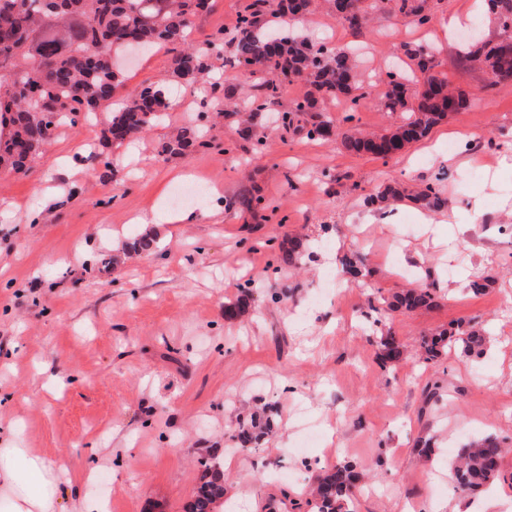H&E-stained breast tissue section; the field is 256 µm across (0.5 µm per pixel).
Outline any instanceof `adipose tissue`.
Segmentation results:
<instances>
[{
    "label": "adipose tissue",
    "instance_id": "obj_1",
    "mask_svg": "<svg viewBox=\"0 0 512 512\" xmlns=\"http://www.w3.org/2000/svg\"><path fill=\"white\" fill-rule=\"evenodd\" d=\"M63 465L27 448H0V512H58Z\"/></svg>",
    "mask_w": 512,
    "mask_h": 512
}]
</instances>
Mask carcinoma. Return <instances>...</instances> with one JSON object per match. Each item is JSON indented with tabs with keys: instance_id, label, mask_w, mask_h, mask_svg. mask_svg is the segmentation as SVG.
I'll list each match as a JSON object with an SVG mask.
<instances>
[{
	"instance_id": "obj_1",
	"label": "carcinoma",
	"mask_w": 512,
	"mask_h": 512,
	"mask_svg": "<svg viewBox=\"0 0 512 512\" xmlns=\"http://www.w3.org/2000/svg\"><path fill=\"white\" fill-rule=\"evenodd\" d=\"M294 0H252L240 16L233 37L235 61L254 66L263 75L256 93L244 100L231 88L209 77L210 47H184L191 18L207 11L210 0H0V84L7 93L0 96V118L12 127L10 136L0 139V164L10 171L25 172L39 154L52 130L62 121L76 125L98 109L112 107V97L121 86L115 62L129 48L126 39L137 40L147 52L154 45H170L171 77L192 89L210 87L216 93L213 111L238 128L244 140L260 145L258 132L262 112L280 95L283 80L300 77L308 86L305 97L291 103L281 117L292 129H306L311 139H328L341 123H350L365 98L363 81L356 72L352 54L343 48L326 47L293 35L281 20L295 19ZM329 13L347 28L359 32L369 26L375 14L399 15L418 27L432 21L429 0H325ZM489 13L499 26L494 39L467 41L462 50L465 61L486 69L491 79L487 88L512 79V0H487ZM401 49L423 75V82L396 68L386 73L388 90L378 106L384 112L401 113V122L379 135L360 137L344 134L343 148L386 159L394 156L393 144L404 150L425 137L448 114L466 102L461 90L451 88L448 79L435 74V55L425 44H404ZM327 98L343 99L344 115L336 120L317 113V104ZM168 107L167 88L151 85L127 94L111 113L104 141L120 147L162 121ZM205 113L182 127L164 145V151L182 154L208 141ZM409 198L426 208L440 210L448 200L437 185L426 183L406 191L391 185L367 203ZM226 206L254 216L266 208L264 198L249 189L226 201ZM303 243L288 240L281 262H298ZM434 302L431 285L424 282L394 296L389 308L413 311ZM474 329L453 327L436 336H423L419 353L426 362L438 360L445 349L461 345L470 352L480 346ZM384 363L403 360V351L385 336L380 338ZM270 429V422L255 418L245 427L239 441L243 445L260 439L254 430ZM502 442L493 435L470 441L459 449L451 464L455 492L470 496L503 477ZM201 473L189 512H217L214 505L224 496V484L216 481L217 467L201 462ZM359 479L357 467L340 461L317 478L307 501L310 512H350L351 494Z\"/></svg>"
}]
</instances>
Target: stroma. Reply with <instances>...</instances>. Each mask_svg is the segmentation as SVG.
Listing matches in <instances>:
<instances>
[{
    "mask_svg": "<svg viewBox=\"0 0 512 512\" xmlns=\"http://www.w3.org/2000/svg\"><path fill=\"white\" fill-rule=\"evenodd\" d=\"M247 2L212 0L191 21L194 44H211L215 70L239 89L259 82L233 61ZM469 2L436 0L426 28L389 15L356 37L320 9L300 26L313 41L356 48L366 96L353 126L362 132L397 121L378 106L377 77L408 66L402 44H428L439 72L466 91V108L389 159L279 125L256 148L220 120L209 130L214 147L164 154L162 142L202 110L174 83L175 106L131 149L104 144L101 112L93 124L58 126L26 174H0V445L66 463L62 508L89 494L110 512H185L200 461L219 458L228 463L224 512H267L272 501L293 512L291 500L342 460L361 474L353 512L408 503L512 512V81L488 88V74L466 67L445 36L442 19ZM171 58L167 46L126 57L119 95L167 79ZM452 138L460 144L450 152ZM435 178L446 209L363 203L382 185ZM182 179L209 187L196 222L139 224L169 214ZM251 186L268 204L260 223L225 206ZM146 232L150 253L133 246ZM320 235L335 263L280 265L283 240ZM351 253L363 278L339 262ZM478 277L488 280L480 294L468 287ZM425 281L433 306L386 313L408 357L382 364L366 312ZM244 297L248 312L228 320L225 305ZM458 323L483 330L481 356L455 347L435 363L411 360L422 336ZM263 409L273 437L235 452L241 424ZM489 434L508 448L504 477L461 497L449 459ZM423 441L431 454L417 452ZM92 473L106 483H89Z\"/></svg>",
    "mask_w": 512,
    "mask_h": 512,
    "instance_id": "35a3bbf8",
    "label": "stroma"
}]
</instances>
